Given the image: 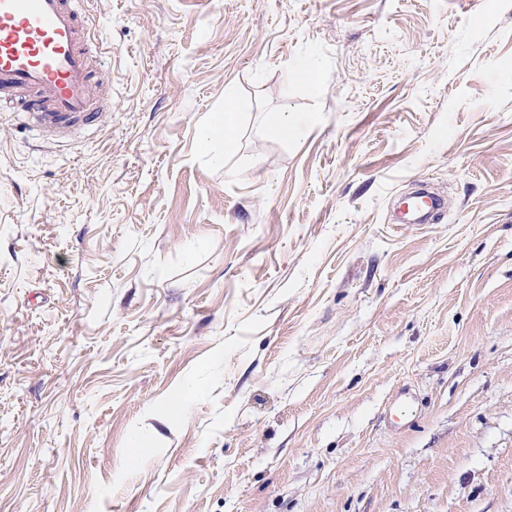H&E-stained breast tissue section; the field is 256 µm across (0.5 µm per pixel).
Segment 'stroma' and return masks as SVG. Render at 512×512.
I'll use <instances>...</instances> for the list:
<instances>
[{"mask_svg": "<svg viewBox=\"0 0 512 512\" xmlns=\"http://www.w3.org/2000/svg\"><path fill=\"white\" fill-rule=\"evenodd\" d=\"M91 2L97 122L0 107V512H512V0ZM237 93L233 86L224 87V113L215 118L214 121L206 124L203 130V141L205 144L213 141L224 142V147L233 143L234 132L238 123V112H236Z\"/></svg>", "mask_w": 512, "mask_h": 512, "instance_id": "stroma-1", "label": "stroma"}]
</instances>
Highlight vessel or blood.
I'll return each instance as SVG.
<instances>
[{
    "label": "vessel or blood",
    "instance_id": "obj_1",
    "mask_svg": "<svg viewBox=\"0 0 512 512\" xmlns=\"http://www.w3.org/2000/svg\"><path fill=\"white\" fill-rule=\"evenodd\" d=\"M90 0H0V102L39 126L94 122L84 18Z\"/></svg>",
    "mask_w": 512,
    "mask_h": 512
}]
</instances>
